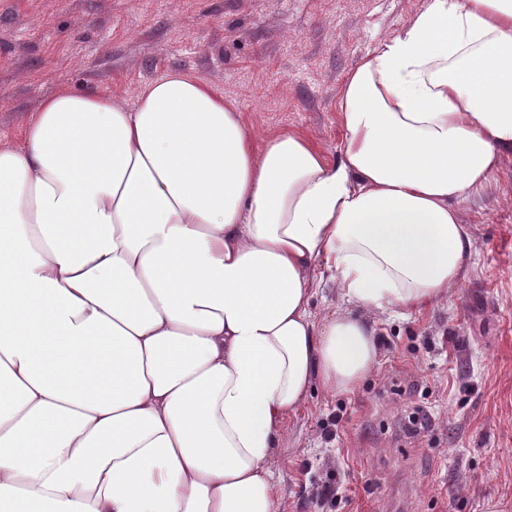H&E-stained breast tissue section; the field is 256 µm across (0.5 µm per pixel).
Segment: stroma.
<instances>
[{
	"instance_id": "obj_1",
	"label": "stroma",
	"mask_w": 512,
	"mask_h": 512,
	"mask_svg": "<svg viewBox=\"0 0 512 512\" xmlns=\"http://www.w3.org/2000/svg\"><path fill=\"white\" fill-rule=\"evenodd\" d=\"M425 0H0V139L62 87L134 106L171 71L201 78L250 130L297 129L329 159L349 69ZM476 242L446 304L372 309L377 365L350 393L314 385L267 465L281 512H512V161L464 207ZM344 423L327 440L336 412ZM420 412L426 428L411 431ZM329 484L339 495L325 500Z\"/></svg>"
}]
</instances>
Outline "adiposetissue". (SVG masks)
Masks as SVG:
<instances>
[{"mask_svg":"<svg viewBox=\"0 0 512 512\" xmlns=\"http://www.w3.org/2000/svg\"><path fill=\"white\" fill-rule=\"evenodd\" d=\"M338 108L335 162L183 71L131 110L61 88L0 141V512H279L285 421L375 367L362 310L469 274L462 208L512 158V0H427ZM342 306L341 300L336 292V288L328 284L323 288H319L317 293L312 297L310 304V313L316 321L321 319L333 309Z\"/></svg>","mask_w":512,"mask_h":512,"instance_id":"obj_1","label":"adipose tissue"}]
</instances>
